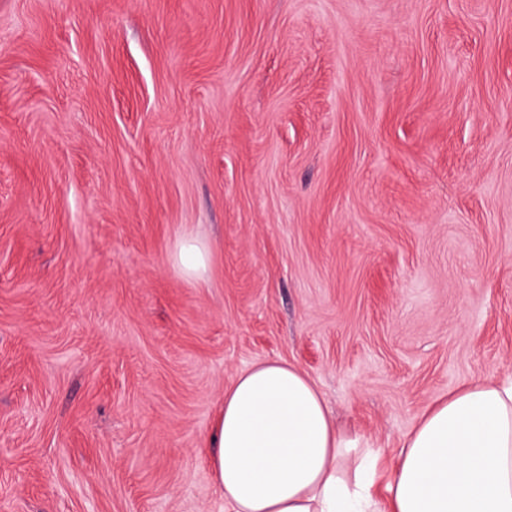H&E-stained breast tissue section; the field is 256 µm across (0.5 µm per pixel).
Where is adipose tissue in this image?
Here are the masks:
<instances>
[{
	"mask_svg": "<svg viewBox=\"0 0 512 512\" xmlns=\"http://www.w3.org/2000/svg\"><path fill=\"white\" fill-rule=\"evenodd\" d=\"M172 260L199 280L209 250L186 237ZM209 441L229 512H512V381H475L430 405L402 441L382 508L377 453L336 426L314 381L287 362L236 377Z\"/></svg>",
	"mask_w": 512,
	"mask_h": 512,
	"instance_id": "ef3b65f1",
	"label": "adipose tissue"
}]
</instances>
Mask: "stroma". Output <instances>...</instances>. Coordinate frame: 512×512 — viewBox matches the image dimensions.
Returning <instances> with one entry per match:
<instances>
[{
    "label": "stroma",
    "instance_id": "1",
    "mask_svg": "<svg viewBox=\"0 0 512 512\" xmlns=\"http://www.w3.org/2000/svg\"><path fill=\"white\" fill-rule=\"evenodd\" d=\"M266 360L388 478L512 376V0H0V512H224ZM172 260L184 278L199 280L207 273L209 250L196 239L185 237L178 241Z\"/></svg>",
    "mask_w": 512,
    "mask_h": 512
}]
</instances>
